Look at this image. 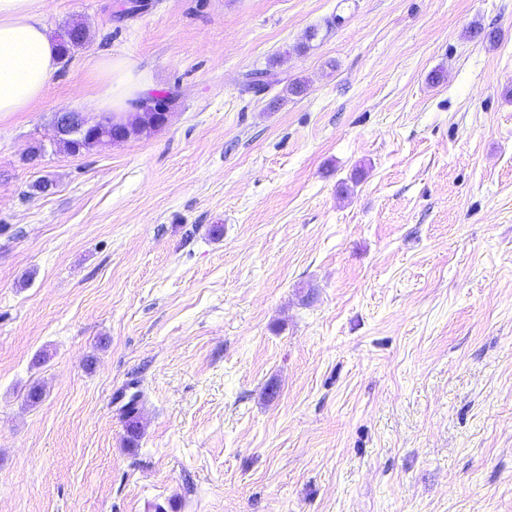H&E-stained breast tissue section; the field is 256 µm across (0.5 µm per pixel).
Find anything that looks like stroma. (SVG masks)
Returning a JSON list of instances; mask_svg holds the SVG:
<instances>
[{
    "label": "stroma",
    "instance_id": "obj_1",
    "mask_svg": "<svg viewBox=\"0 0 512 512\" xmlns=\"http://www.w3.org/2000/svg\"><path fill=\"white\" fill-rule=\"evenodd\" d=\"M123 2L0 118V512H512V0ZM121 68L112 62L111 56H103L96 65L98 92L91 97L90 105L95 112H122L126 97H138L152 86L147 79H132L131 76L114 80V73ZM143 98H152L154 100V104L152 106H145V107L143 106L144 108H140L139 110L142 112L150 113V120L153 115L154 125H156V126H161L163 123L164 124L167 123L168 115H167V120L164 122V120L166 118V114L170 113L174 110V107L176 104V98L174 96H169V95H159V96L148 95V96H144V97L137 99L136 101H134L132 103V105L134 106L135 103H137V106H142L140 102H141V99H143ZM150 120H149V122H150ZM62 117V120H61ZM98 120L83 113L66 112L60 115V121H55L56 133L58 136L68 133L74 134L85 127H95ZM114 126H116L114 128ZM118 128L122 129L124 133V137L126 139H130L133 136L140 135L143 131L136 130L135 128H128L124 124H111L109 126L108 130H102L100 133L98 128H90L87 129L78 135L70 136L66 139H61L64 148L72 154H78L82 152L83 150H89L90 148L94 147L97 144L103 143V142H109L112 141V132H116ZM105 136H109V140L105 138Z\"/></svg>",
    "mask_w": 512,
    "mask_h": 512
}]
</instances>
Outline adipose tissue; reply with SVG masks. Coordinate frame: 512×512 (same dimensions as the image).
I'll return each mask as SVG.
<instances>
[{"instance_id": "adipose-tissue-1", "label": "adipose tissue", "mask_w": 512, "mask_h": 512, "mask_svg": "<svg viewBox=\"0 0 512 512\" xmlns=\"http://www.w3.org/2000/svg\"><path fill=\"white\" fill-rule=\"evenodd\" d=\"M57 69L58 49L47 35L36 0H0V117L27 111ZM118 69L111 57L98 61V91L90 99L94 111H123L125 98L150 89L147 79L118 77Z\"/></svg>"}]
</instances>
